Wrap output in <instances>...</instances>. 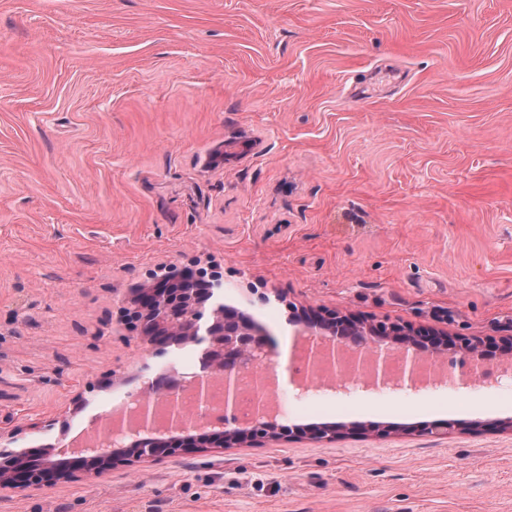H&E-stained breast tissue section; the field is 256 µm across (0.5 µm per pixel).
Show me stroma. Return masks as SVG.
Here are the masks:
<instances>
[{
  "mask_svg": "<svg viewBox=\"0 0 512 512\" xmlns=\"http://www.w3.org/2000/svg\"><path fill=\"white\" fill-rule=\"evenodd\" d=\"M185 267L280 351L309 307L511 335L512 0H0L7 448L197 364L122 314ZM370 401L284 418L363 436L186 449L0 512H512V378Z\"/></svg>",
  "mask_w": 512,
  "mask_h": 512,
  "instance_id": "1",
  "label": "stroma"
}]
</instances>
